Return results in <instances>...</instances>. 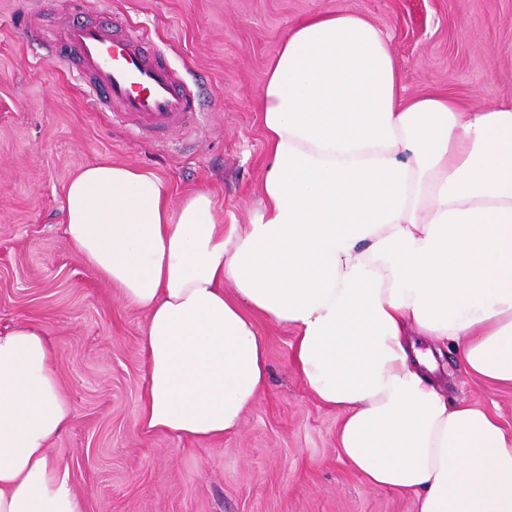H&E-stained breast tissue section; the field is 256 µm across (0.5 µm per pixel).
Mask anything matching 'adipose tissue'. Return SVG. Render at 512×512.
<instances>
[{
    "label": "adipose tissue",
    "mask_w": 512,
    "mask_h": 512,
    "mask_svg": "<svg viewBox=\"0 0 512 512\" xmlns=\"http://www.w3.org/2000/svg\"><path fill=\"white\" fill-rule=\"evenodd\" d=\"M269 164L248 224L213 194L170 204L153 172L111 162L69 181L64 237L143 310V430L234 431L268 376L265 318L290 364L342 411L347 463L417 512H512V430L449 400L411 335L512 386V103L407 97L382 32L336 10L283 40L262 93ZM44 326L0 331V512H86L49 444L74 409Z\"/></svg>",
    "instance_id": "obj_1"
}]
</instances>
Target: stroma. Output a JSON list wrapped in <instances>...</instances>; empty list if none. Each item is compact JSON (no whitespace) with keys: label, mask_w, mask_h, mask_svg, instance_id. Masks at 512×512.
<instances>
[{"label":"stroma","mask_w":512,"mask_h":512,"mask_svg":"<svg viewBox=\"0 0 512 512\" xmlns=\"http://www.w3.org/2000/svg\"><path fill=\"white\" fill-rule=\"evenodd\" d=\"M343 9L387 37L408 95L470 107L512 101V0H0V330L43 323L74 415L52 442L87 512H416L368 487L338 448L339 410L291 368L292 329L260 320L269 375L236 431L209 441L144 432L146 315L86 267L63 235L70 178L112 161L154 172L179 205L207 188L228 224H245L269 156L262 90L288 30ZM109 13L145 28L199 106L157 138L100 107L51 36ZM435 380L449 399L512 429V388L472 378L453 350Z\"/></svg>","instance_id":"stroma-1"}]
</instances>
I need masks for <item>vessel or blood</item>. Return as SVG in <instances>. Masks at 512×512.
Instances as JSON below:
<instances>
[{"label":"vessel or blood","mask_w":512,"mask_h":512,"mask_svg":"<svg viewBox=\"0 0 512 512\" xmlns=\"http://www.w3.org/2000/svg\"><path fill=\"white\" fill-rule=\"evenodd\" d=\"M116 27L107 15L76 19L53 39L76 54L79 71L102 106L144 131L165 134L183 126L192 111L193 91L151 50L143 30L120 34Z\"/></svg>","instance_id":"obj_1"}]
</instances>
